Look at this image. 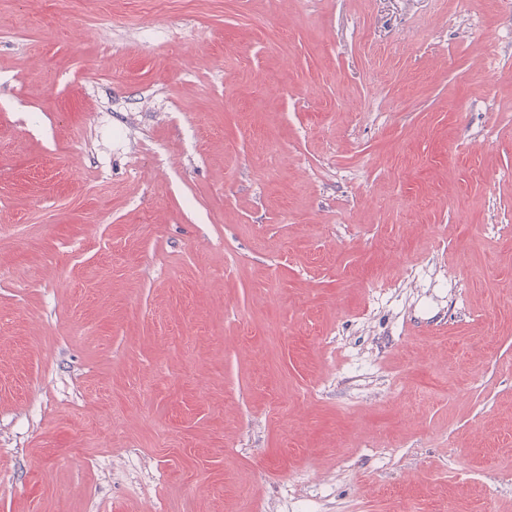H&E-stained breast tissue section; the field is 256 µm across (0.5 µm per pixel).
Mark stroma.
Instances as JSON below:
<instances>
[{
  "label": "stroma",
  "instance_id": "stroma-1",
  "mask_svg": "<svg viewBox=\"0 0 512 512\" xmlns=\"http://www.w3.org/2000/svg\"><path fill=\"white\" fill-rule=\"evenodd\" d=\"M0 512H512V6L0 0Z\"/></svg>",
  "mask_w": 512,
  "mask_h": 512
}]
</instances>
